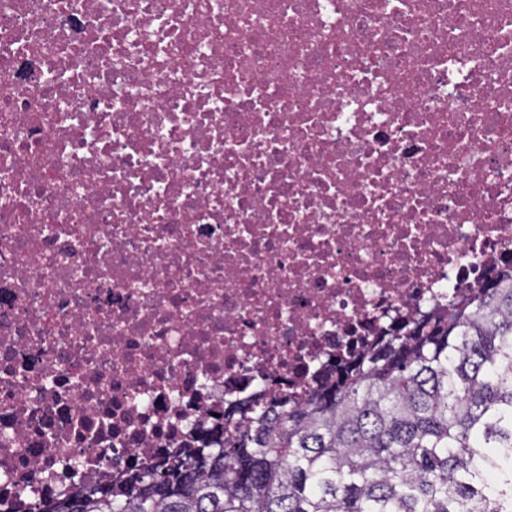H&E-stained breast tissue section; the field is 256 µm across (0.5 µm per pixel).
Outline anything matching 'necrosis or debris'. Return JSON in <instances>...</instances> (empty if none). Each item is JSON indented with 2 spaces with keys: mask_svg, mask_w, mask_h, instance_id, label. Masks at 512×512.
Returning a JSON list of instances; mask_svg holds the SVG:
<instances>
[{
  "mask_svg": "<svg viewBox=\"0 0 512 512\" xmlns=\"http://www.w3.org/2000/svg\"><path fill=\"white\" fill-rule=\"evenodd\" d=\"M510 256L512 0H0V512Z\"/></svg>",
  "mask_w": 512,
  "mask_h": 512,
  "instance_id": "necrosis-or-debris-1",
  "label": "necrosis or debris"
}]
</instances>
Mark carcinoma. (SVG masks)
<instances>
[{
    "instance_id": "carcinoma-1",
    "label": "carcinoma",
    "mask_w": 512,
    "mask_h": 512,
    "mask_svg": "<svg viewBox=\"0 0 512 512\" xmlns=\"http://www.w3.org/2000/svg\"><path fill=\"white\" fill-rule=\"evenodd\" d=\"M121 483L51 512H512V259Z\"/></svg>"
}]
</instances>
